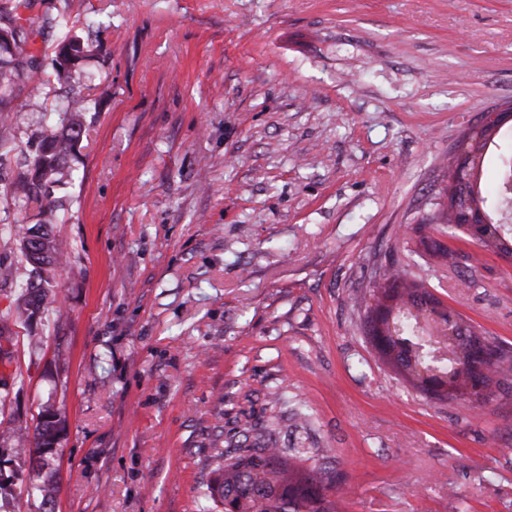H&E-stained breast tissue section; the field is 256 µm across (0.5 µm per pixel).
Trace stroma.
<instances>
[{"label": "stroma", "mask_w": 512, "mask_h": 512, "mask_svg": "<svg viewBox=\"0 0 512 512\" xmlns=\"http://www.w3.org/2000/svg\"><path fill=\"white\" fill-rule=\"evenodd\" d=\"M26 3L33 80L59 13L97 49L67 82L96 103L54 191L71 252L30 326L12 319L30 278L13 229L43 210L0 195V425L61 407L55 512H197L246 421L330 449L347 512H512V393L426 397L358 305L374 258L431 234L461 133L512 103V0ZM61 102L21 87L17 151ZM447 244L478 263L420 259L434 293L512 347V265Z\"/></svg>", "instance_id": "1"}]
</instances>
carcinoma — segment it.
Returning <instances> with one entry per match:
<instances>
[{
  "mask_svg": "<svg viewBox=\"0 0 512 512\" xmlns=\"http://www.w3.org/2000/svg\"><path fill=\"white\" fill-rule=\"evenodd\" d=\"M25 0H15L11 12L0 11V30L11 29L13 44L0 42V169L14 150L13 116L10 104L27 78L33 56L27 51V31L21 23L18 9ZM60 38L55 51L54 79L39 81L34 90L52 89L53 82L60 84L69 79L72 69L94 55L93 45L73 34L75 22L68 16L57 21ZM88 102L78 94L65 99L57 110L54 123L40 122L37 147L26 163V170L18 173L5 188V196L18 205L25 206L41 200L49 183L72 180L68 159L78 150L86 133ZM499 132L495 123L487 124L476 133H464L459 144L464 148L469 169L482 171L484 152L488 143ZM512 180V155L502 160L497 192L491 194L482 183L477 191H469L458 182L453 165H448V184L443 191L448 205L431 219L436 224L451 226L456 211L489 212L508 204L507 191ZM51 221L24 224L16 230V241L34 278L25 293L16 301L17 319L29 323L42 312L49 296L51 278L69 255L70 246L58 238L50 228ZM424 251L450 268L457 267L455 253L442 242L425 236L418 241ZM479 244L494 252L512 253V227L504 223H490L484 229ZM395 258H384L374 263L367 291L360 298L365 307L362 325L380 358L403 380L422 393L427 392L430 380L422 373L439 366L449 380L446 391L449 399L466 396L467 380L474 376L472 358L485 345L495 354V366L481 379L488 395L492 388L505 387L512 381V349L494 339L478 335L458 326V336L452 339L443 335L440 340L442 356L435 358L433 349L420 343V322L429 317L425 297L429 295L424 277L395 269ZM61 418L56 405L44 402L38 412L34 435L18 427L0 432V453L9 455L20 463H32L36 471L29 486V496L40 501V512L51 510L58 492L57 469L54 456L57 452ZM305 455L298 448H279L273 441L263 445L239 446L231 454L219 452L213 458L215 474L209 486L207 503L199 512H344V501L339 488L344 476L328 466H307Z\"/></svg>",
  "mask_w": 512,
  "mask_h": 512,
  "instance_id": "obj_1",
  "label": "carcinoma"
}]
</instances>
